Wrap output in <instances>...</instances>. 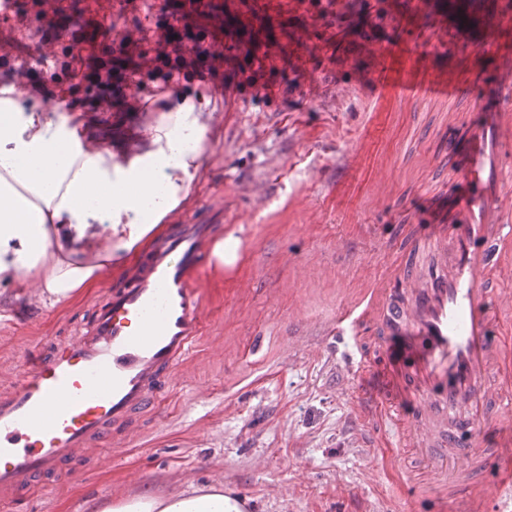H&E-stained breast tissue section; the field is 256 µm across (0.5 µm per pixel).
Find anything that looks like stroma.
Segmentation results:
<instances>
[{"mask_svg": "<svg viewBox=\"0 0 512 512\" xmlns=\"http://www.w3.org/2000/svg\"><path fill=\"white\" fill-rule=\"evenodd\" d=\"M265 2L280 15L258 36L277 68L272 103L217 93L205 80L172 99H200L207 126L177 218L223 210L229 234L251 253L243 268L250 292L157 405L135 415L132 437L116 434L127 444L121 458L98 450L23 501H0V512H99L144 493L164 499L212 486L244 495L251 512H377L381 491L349 421L357 389L323 348L292 347L288 326L331 311L343 289L372 287L411 240L419 207L448 193V153L473 98L413 99L396 86L464 80L489 60L441 27L440 0L422 13L417 0H387L386 20L364 26L350 16L313 59L294 33L323 36V20H310L298 0ZM373 39L385 42L382 53L370 49ZM307 71L314 84L287 94ZM355 72L392 89L368 94L351 85ZM159 118L148 112L139 131L116 143L97 136L101 114L85 112L77 134L120 161L149 149ZM116 283L104 274L60 302L35 283L19 298L0 288V308L14 311L0 326V393L17 388L29 358L73 342Z\"/></svg>", "mask_w": 512, "mask_h": 512, "instance_id": "obj_1", "label": "stroma"}]
</instances>
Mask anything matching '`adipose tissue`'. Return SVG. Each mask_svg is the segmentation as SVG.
<instances>
[{
    "mask_svg": "<svg viewBox=\"0 0 512 512\" xmlns=\"http://www.w3.org/2000/svg\"><path fill=\"white\" fill-rule=\"evenodd\" d=\"M77 117L60 121L0 84V283L36 281L54 301L101 276L113 234L134 243L185 201L200 166L206 134L193 102L163 115L149 150L118 162L86 149ZM104 242L102 263H84L90 240ZM106 512H233L222 489L166 499L142 495Z\"/></svg>",
    "mask_w": 512,
    "mask_h": 512,
    "instance_id": "obj_1",
    "label": "adipose tissue"
}]
</instances>
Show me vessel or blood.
<instances>
[{"label": "vessel or blood", "instance_id": "obj_1", "mask_svg": "<svg viewBox=\"0 0 512 512\" xmlns=\"http://www.w3.org/2000/svg\"><path fill=\"white\" fill-rule=\"evenodd\" d=\"M455 37L476 40L496 62L493 90L475 99L465 138L449 160L457 181L420 229L429 263L387 268L358 298L310 324L307 342L336 340V367L351 384L385 379L351 416L371 459L406 449L410 465L377 473L383 512H414L426 486L442 488L436 512L512 507V393L487 381L512 364V316L492 303L490 275L512 265V8L448 11ZM250 252L220 219L154 225L114 265L121 288L92 328L30 362L0 394V496L52 478L66 462L110 442L114 425L153 405L244 281Z\"/></svg>", "mask_w": 512, "mask_h": 512}]
</instances>
